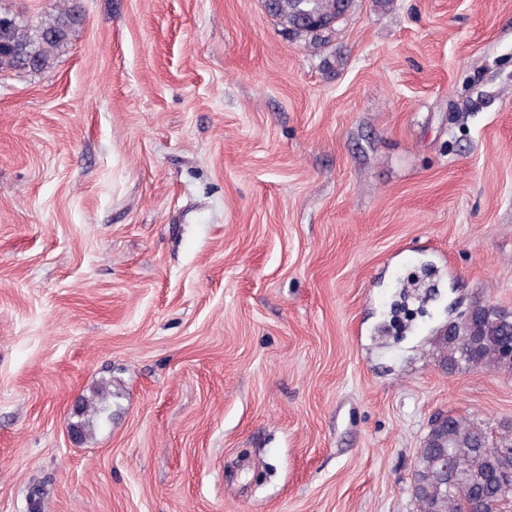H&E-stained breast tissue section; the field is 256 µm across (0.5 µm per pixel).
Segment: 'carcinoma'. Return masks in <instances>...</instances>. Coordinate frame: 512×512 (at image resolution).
I'll return each mask as SVG.
<instances>
[{
	"instance_id": "carcinoma-1",
	"label": "carcinoma",
	"mask_w": 512,
	"mask_h": 512,
	"mask_svg": "<svg viewBox=\"0 0 512 512\" xmlns=\"http://www.w3.org/2000/svg\"><path fill=\"white\" fill-rule=\"evenodd\" d=\"M353 0H275L271 17L295 36L318 37L333 31L318 24L323 18L342 19ZM81 18L72 9H61L37 25L20 22L0 28V72H39L50 67L54 54L67 44ZM469 314L452 325V336L437 340L442 366L512 370L506 345L512 342V321L496 314ZM110 383L103 382L82 400L76 424L84 436L95 430L108 410ZM512 448V426L492 429L486 422L448 414L431 427L420 449L414 470L413 497L418 512H465L469 503L481 512H512V489L501 471L495 449Z\"/></svg>"
}]
</instances>
